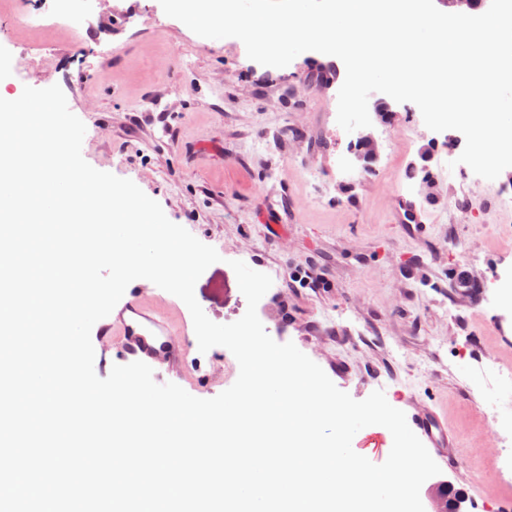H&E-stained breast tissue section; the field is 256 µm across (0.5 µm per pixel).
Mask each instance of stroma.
<instances>
[{
    "label": "stroma",
    "mask_w": 512,
    "mask_h": 512,
    "mask_svg": "<svg viewBox=\"0 0 512 512\" xmlns=\"http://www.w3.org/2000/svg\"><path fill=\"white\" fill-rule=\"evenodd\" d=\"M151 5L118 0L47 49L37 33H10L0 15V39L12 38L7 91L59 85L86 126L82 156L92 167L133 181L204 244L251 251L282 277L298 269L321 278L323 287L271 297L272 316L288 321L276 342H293L354 399L367 398L381 373L393 407L434 405L459 452L438 459L441 472L421 495L447 482L464 492V512L492 503L501 493L497 429L465 378L490 357L512 363V314L493 324L454 273L482 281L512 264V208L498 203L512 183L501 175L464 194L447 144L411 102L394 103L392 137L380 142L375 173H364L350 150L356 133L337 123V83L307 80L339 58L307 51L282 73L221 39L198 46ZM103 43L112 46L107 61ZM432 140L443 196L429 205L407 169ZM398 194L425 205L426 228L396 223ZM194 293L219 324L247 307L224 261Z\"/></svg>",
    "instance_id": "1"
}]
</instances>
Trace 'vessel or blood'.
Instances as JSON below:
<instances>
[{"mask_svg":"<svg viewBox=\"0 0 512 512\" xmlns=\"http://www.w3.org/2000/svg\"><path fill=\"white\" fill-rule=\"evenodd\" d=\"M395 213L400 223L420 224L424 211L404 197L395 200ZM140 282H132L107 317L94 326L95 368L109 364L125 365L142 361L153 370L156 383L181 379L186 331L173 318L143 300ZM414 433L429 442L439 456L455 450L456 444L435 410L426 404L415 405L410 416Z\"/></svg>","mask_w":512,"mask_h":512,"instance_id":"b4317fda","label":"vessel or blood"}]
</instances>
